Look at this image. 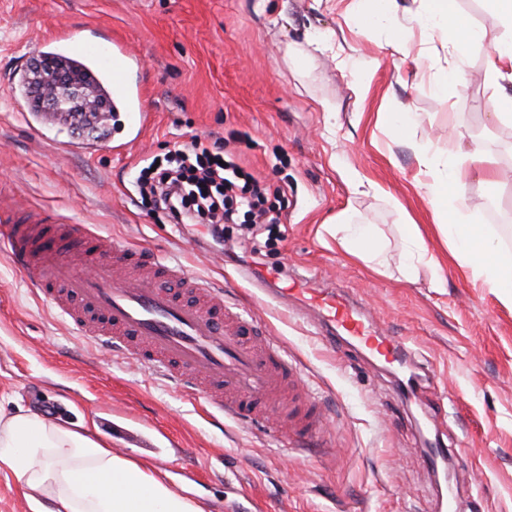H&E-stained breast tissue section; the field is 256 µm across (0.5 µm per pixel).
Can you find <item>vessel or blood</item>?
<instances>
[{"instance_id":"vessel-or-blood-1","label":"vessel or blood","mask_w":512,"mask_h":512,"mask_svg":"<svg viewBox=\"0 0 512 512\" xmlns=\"http://www.w3.org/2000/svg\"><path fill=\"white\" fill-rule=\"evenodd\" d=\"M112 56L117 64L105 78L124 84L132 57L117 43ZM0 241L43 303L99 348L134 361L182 393L203 395L210 408L235 420L264 414L278 426L290 422L294 446H308L320 408L285 398L283 387L294 376L286 350L274 337L259 335L255 314L229 312L223 291L144 248H116L86 225L17 224L1 207ZM299 295L324 322L328 345L348 338L398 362L408 356L402 337L379 332L339 290L275 291L283 304Z\"/></svg>"}]
</instances>
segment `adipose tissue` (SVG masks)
Returning <instances> with one entry per match:
<instances>
[{"label": "adipose tissue", "mask_w": 512, "mask_h": 512, "mask_svg": "<svg viewBox=\"0 0 512 512\" xmlns=\"http://www.w3.org/2000/svg\"><path fill=\"white\" fill-rule=\"evenodd\" d=\"M357 17L360 33L381 27L394 53L410 58L408 18L397 0H372ZM417 22L426 36L450 45L451 76L464 81L471 56H485V78L498 86L487 108L495 118L512 117V0H489L500 34L493 46L455 7V0H421ZM419 184L429 207L453 242L452 256L460 268L504 303H512V260L501 256L484 230L462 223L455 209L466 197L471 168L486 171L492 158L475 148L468 159L440 150L422 155ZM337 246L363 260L381 261L383 244L376 225L343 221L332 231ZM0 471L11 474L26 492L32 512H202L191 497L170 488L153 471L113 452L98 436L95 422L65 425L36 411L0 409Z\"/></svg>", "instance_id": "obj_1"}]
</instances>
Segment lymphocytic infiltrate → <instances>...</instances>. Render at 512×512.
<instances>
[{"mask_svg": "<svg viewBox=\"0 0 512 512\" xmlns=\"http://www.w3.org/2000/svg\"><path fill=\"white\" fill-rule=\"evenodd\" d=\"M219 154L200 142L182 146L156 167H143L136 181L139 195L163 211L169 223L207 225L214 242L224 239L226 225L246 228L277 223L266 188L252 175L234 181L224 174Z\"/></svg>", "mask_w": 512, "mask_h": 512, "instance_id": "f902f5d3", "label": "lymphocytic infiltrate"}]
</instances>
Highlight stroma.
<instances>
[{
  "mask_svg": "<svg viewBox=\"0 0 512 512\" xmlns=\"http://www.w3.org/2000/svg\"><path fill=\"white\" fill-rule=\"evenodd\" d=\"M0 0V202L29 220L88 224L115 245L136 244L185 265L224 301L254 309L279 337L307 397L325 415L324 448L296 452L270 438L263 419H216L137 364L95 351L39 301L0 248V407L23 405L52 420H94L113 451L152 470L212 512H441L455 486L462 512H512V306L474 283L453 257L413 176L415 149L494 156L502 181L489 191L473 174L460 207L499 252L512 257V121L486 109L498 89L472 56L467 85L449 78L452 50L408 34L423 69L386 52L385 30L361 35L356 0ZM335 35L334 50L323 35ZM121 42L139 67L143 126L120 120L94 141L70 122L42 123L31 102L15 107L19 70L46 40ZM370 63L365 88L354 75ZM415 112L408 143L387 116ZM469 133L466 142L449 126ZM199 139L285 192L272 244L258 262L238 226L222 250L194 247L188 232L140 204L132 182L145 162ZM366 187L352 189L345 170ZM375 224L386 243L379 268L337 247L343 217ZM417 225L433 261L405 266L404 225ZM299 275L340 285L379 329L401 336L404 365L349 344L330 348L313 316L255 306L260 289Z\"/></svg>",
  "mask_w": 512,
  "mask_h": 512,
  "instance_id": "35a3bbf8",
  "label": "stroma"
}]
</instances>
